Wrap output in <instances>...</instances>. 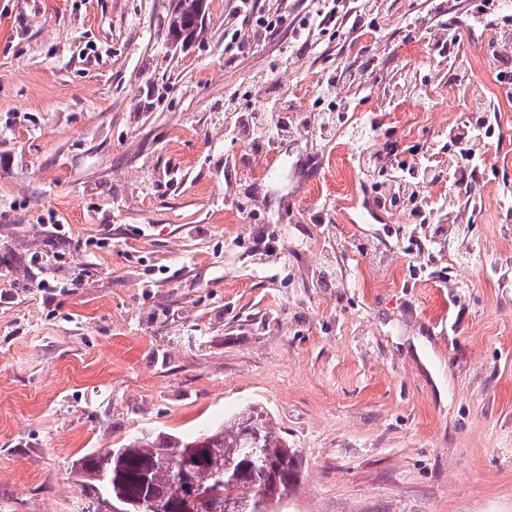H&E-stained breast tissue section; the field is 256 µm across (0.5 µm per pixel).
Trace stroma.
<instances>
[{
    "mask_svg": "<svg viewBox=\"0 0 512 512\" xmlns=\"http://www.w3.org/2000/svg\"><path fill=\"white\" fill-rule=\"evenodd\" d=\"M342 2L284 67L308 0H250L288 24L244 54L226 0L183 44L178 0H0V512H106L75 460L250 406L300 454L278 512H512V22L487 29L482 0H372L365 20ZM338 66L366 68L338 98L403 159L448 153L435 111L457 121L481 94L501 135L476 215L449 205L443 165L436 223L345 217L370 184L336 131L263 176L264 147L228 133L246 91L310 122ZM450 222L451 249L416 250ZM474 249L486 270L460 261Z\"/></svg>",
    "mask_w": 512,
    "mask_h": 512,
    "instance_id": "obj_1",
    "label": "stroma"
}]
</instances>
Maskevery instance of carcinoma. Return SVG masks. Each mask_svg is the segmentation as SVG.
<instances>
[{
    "label": "carcinoma",
    "mask_w": 512,
    "mask_h": 512,
    "mask_svg": "<svg viewBox=\"0 0 512 512\" xmlns=\"http://www.w3.org/2000/svg\"><path fill=\"white\" fill-rule=\"evenodd\" d=\"M204 0H179L170 19L169 33L182 41L193 40L202 28ZM196 459L177 476L162 450ZM82 476L93 493L105 491L146 494L166 505L187 507L185 512H271L258 509L270 489L276 501L297 490L300 477L296 449L275 430L268 416L257 408L244 409L233 419L205 433L190 437L142 435L115 449L107 457L82 456ZM104 473L100 483L91 473Z\"/></svg>",
    "instance_id": "1"
}]
</instances>
